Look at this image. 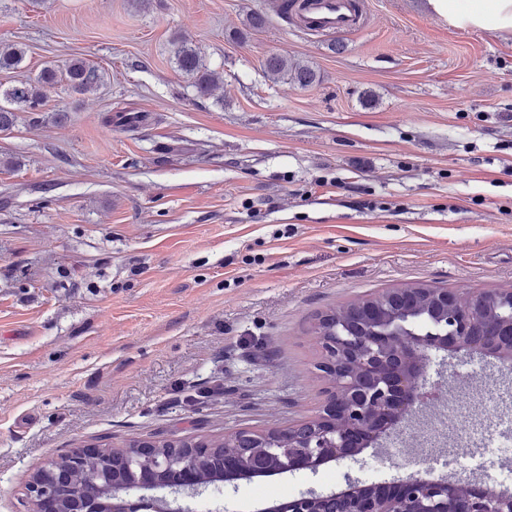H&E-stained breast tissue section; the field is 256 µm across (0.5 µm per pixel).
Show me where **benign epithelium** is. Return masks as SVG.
<instances>
[{
	"label": "benign epithelium",
	"mask_w": 512,
	"mask_h": 512,
	"mask_svg": "<svg viewBox=\"0 0 512 512\" xmlns=\"http://www.w3.org/2000/svg\"><path fill=\"white\" fill-rule=\"evenodd\" d=\"M330 383L322 411L273 433L241 429L224 436V479H248L320 467L352 456L411 415L427 352L480 354L512 361V289L463 295L447 288H390L323 315L313 326ZM205 438L150 439L105 448H71L35 470L24 484L26 512H192L163 492L193 497L194 449ZM96 460L90 468L86 461ZM266 512H512V494L480 481L432 479L419 473L390 486L326 495L303 493Z\"/></svg>",
	"instance_id": "1"
}]
</instances>
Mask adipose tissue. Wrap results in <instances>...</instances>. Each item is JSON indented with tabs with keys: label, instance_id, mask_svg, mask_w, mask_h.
<instances>
[{
	"label": "adipose tissue",
	"instance_id": "ef3b65f1",
	"mask_svg": "<svg viewBox=\"0 0 512 512\" xmlns=\"http://www.w3.org/2000/svg\"><path fill=\"white\" fill-rule=\"evenodd\" d=\"M453 25L512 33V0H430Z\"/></svg>",
	"mask_w": 512,
	"mask_h": 512
}]
</instances>
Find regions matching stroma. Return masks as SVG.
Returning <instances> with one entry per match:
<instances>
[{
    "label": "stroma",
    "mask_w": 512,
    "mask_h": 512,
    "mask_svg": "<svg viewBox=\"0 0 512 512\" xmlns=\"http://www.w3.org/2000/svg\"><path fill=\"white\" fill-rule=\"evenodd\" d=\"M0 0L22 73L81 59L0 132V512L29 473L87 443L220 438L316 416L329 384L311 328L407 285L512 288V34L461 29L429 0H367L340 38L294 29L274 0ZM265 17L250 27L253 14ZM182 36L221 75L198 96ZM277 54L311 86L267 78ZM429 399L466 394L512 423V365L430 352ZM421 412L358 455L208 488L211 512L467 475L512 492V456L435 432Z\"/></svg>",
    "instance_id": "obj_1"
}]
</instances>
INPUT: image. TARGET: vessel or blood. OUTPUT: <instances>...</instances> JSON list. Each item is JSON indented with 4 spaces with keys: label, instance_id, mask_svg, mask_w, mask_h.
Listing matches in <instances>:
<instances>
[{
    "label": "vessel or blood",
    "instance_id": "b4317fda",
    "mask_svg": "<svg viewBox=\"0 0 512 512\" xmlns=\"http://www.w3.org/2000/svg\"><path fill=\"white\" fill-rule=\"evenodd\" d=\"M367 20L366 0H294L288 21L312 35L340 37L361 29Z\"/></svg>",
    "mask_w": 512,
    "mask_h": 512
}]
</instances>
